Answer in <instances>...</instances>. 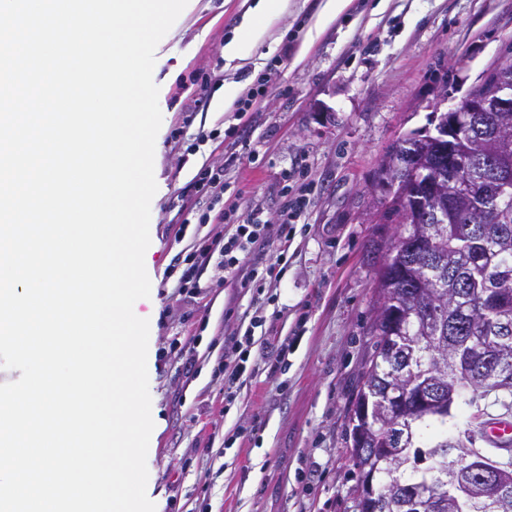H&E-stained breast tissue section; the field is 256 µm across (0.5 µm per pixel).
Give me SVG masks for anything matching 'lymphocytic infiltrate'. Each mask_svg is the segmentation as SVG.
<instances>
[{
	"label": "lymphocytic infiltrate",
	"mask_w": 512,
	"mask_h": 512,
	"mask_svg": "<svg viewBox=\"0 0 512 512\" xmlns=\"http://www.w3.org/2000/svg\"><path fill=\"white\" fill-rule=\"evenodd\" d=\"M194 188V195L178 199L182 220L170 227L175 241L185 237L193 213L198 214L200 222L211 220L220 224L221 229L212 238L180 252L179 294L187 299L198 298L203 292L200 279L212 264L222 271V283L231 287L250 288L260 295L275 286L288 268V240L303 214L300 202L284 209L278 223L263 221L259 211L254 210L242 222L234 224L230 221V210L220 206L225 189L223 169L202 166L194 178ZM272 240L279 244L274 261L265 264L252 261V254ZM265 323L263 313H255L249 328L233 327L224 339V363L220 370L224 374L225 404L235 402L243 385L257 374L262 363H270L275 371L288 367L287 343H280L272 358L257 351L254 331Z\"/></svg>",
	"instance_id": "lymphocytic-infiltrate-1"
}]
</instances>
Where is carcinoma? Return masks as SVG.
<instances>
[{"label":"carcinoma","mask_w":512,"mask_h":512,"mask_svg":"<svg viewBox=\"0 0 512 512\" xmlns=\"http://www.w3.org/2000/svg\"><path fill=\"white\" fill-rule=\"evenodd\" d=\"M512 87V65L489 67L474 93L492 99ZM466 166L448 170L428 144L406 138L396 144L392 224L376 273L379 299L370 326L373 353L354 404L369 397L381 406L399 383L426 387L473 405L488 380L500 388L496 406L512 413V114L488 112L474 136L454 144ZM439 171L445 199L424 224L399 205L423 190L422 172ZM508 325L494 374L476 376L473 365L491 346L488 327ZM450 412L412 402L396 417L372 419L351 442L358 478L372 477L378 512H512L505 496L473 498L461 483L473 437L450 436ZM404 448H391L393 426Z\"/></svg>","instance_id":"obj_1"}]
</instances>
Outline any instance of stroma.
I'll use <instances>...</instances> for the list:
<instances>
[{
    "label": "stroma",
    "mask_w": 512,
    "mask_h": 512,
    "mask_svg": "<svg viewBox=\"0 0 512 512\" xmlns=\"http://www.w3.org/2000/svg\"><path fill=\"white\" fill-rule=\"evenodd\" d=\"M325 0H189L156 48L153 79L162 124L156 137L151 202L148 383L156 421L147 454V495L158 512H354L356 475L348 417L371 352L376 269L384 253L390 198L375 183L387 152L428 124L440 103L454 104L512 49V0H346L324 20ZM253 36L250 57L226 63L224 46ZM278 75L240 122L234 157L210 145L186 148L222 119L225 88L242 94L267 68ZM212 81L194 102L193 80ZM190 120L178 124L179 114ZM205 164L223 165L225 204L239 215L261 211L276 223L283 171L303 170L311 188L305 230L288 250L276 288L281 334L299 330L285 372L261 370L232 405L224 403V328L255 311L252 292L214 286L178 313L168 307L165 270L178 253L216 227L190 224L168 236L178 195ZM199 333L198 373L183 377L168 355L175 334ZM261 423L253 437L225 447L239 425Z\"/></svg>",
    "instance_id": "1"
}]
</instances>
